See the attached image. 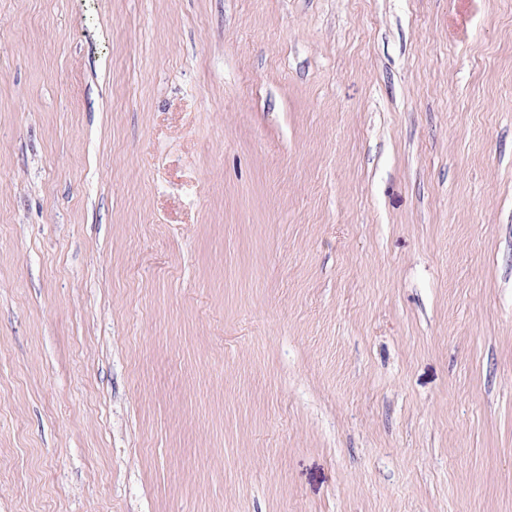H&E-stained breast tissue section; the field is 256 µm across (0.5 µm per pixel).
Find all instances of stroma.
<instances>
[{
    "instance_id": "1",
    "label": "stroma",
    "mask_w": 512,
    "mask_h": 512,
    "mask_svg": "<svg viewBox=\"0 0 512 512\" xmlns=\"http://www.w3.org/2000/svg\"><path fill=\"white\" fill-rule=\"evenodd\" d=\"M0 512H512V0H0Z\"/></svg>"
}]
</instances>
